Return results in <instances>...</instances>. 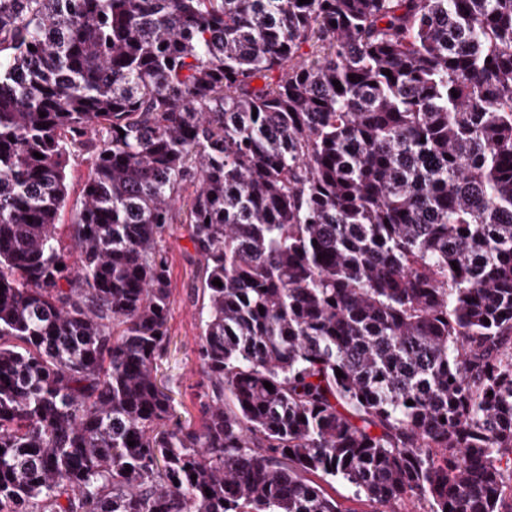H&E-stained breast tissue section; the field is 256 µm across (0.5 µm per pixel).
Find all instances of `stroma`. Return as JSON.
<instances>
[{
    "label": "stroma",
    "mask_w": 512,
    "mask_h": 512,
    "mask_svg": "<svg viewBox=\"0 0 512 512\" xmlns=\"http://www.w3.org/2000/svg\"><path fill=\"white\" fill-rule=\"evenodd\" d=\"M167 273L172 288L168 343L158 361V377L167 387L181 423L201 425L200 402L206 378L196 352L200 333L199 263L192 243L180 225L165 234Z\"/></svg>",
    "instance_id": "1"
}]
</instances>
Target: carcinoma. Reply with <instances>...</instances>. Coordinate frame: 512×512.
<instances>
[{
  "label": "carcinoma",
  "instance_id": "obj_1",
  "mask_svg": "<svg viewBox=\"0 0 512 512\" xmlns=\"http://www.w3.org/2000/svg\"><path fill=\"white\" fill-rule=\"evenodd\" d=\"M0 285V512H512V0H0ZM90 159L87 156H80L71 159L67 167V184L69 197L64 213H62V224H70L71 212L74 213L82 199V188L88 180L91 172ZM163 244L172 306L167 323L169 340L158 360V378L167 387L181 423L198 429L201 396L207 382L196 352L201 306L199 263L180 224H172ZM312 478L325 489L327 494L336 498V500L343 504L344 507L356 509L358 512H366L367 510H370V508L363 502L355 499L354 491L348 484L339 480L327 483L317 477Z\"/></svg>",
  "mask_w": 512,
  "mask_h": 512
}]
</instances>
